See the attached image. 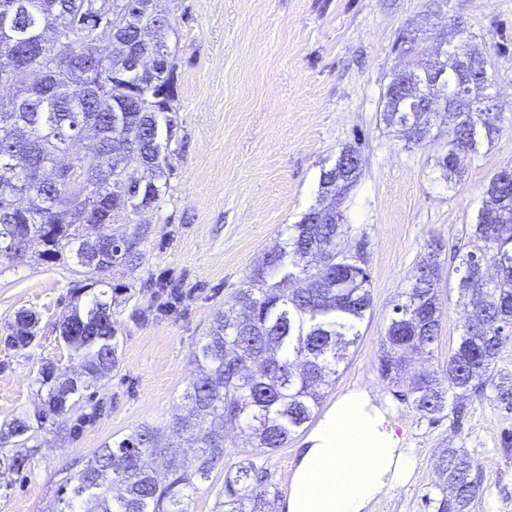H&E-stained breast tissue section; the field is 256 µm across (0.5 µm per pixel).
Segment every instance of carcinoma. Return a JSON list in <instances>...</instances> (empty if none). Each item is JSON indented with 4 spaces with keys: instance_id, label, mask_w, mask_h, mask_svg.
<instances>
[{
    "instance_id": "carcinoma-1",
    "label": "carcinoma",
    "mask_w": 512,
    "mask_h": 512,
    "mask_svg": "<svg viewBox=\"0 0 512 512\" xmlns=\"http://www.w3.org/2000/svg\"><path fill=\"white\" fill-rule=\"evenodd\" d=\"M17 2L0 0V86L13 89L9 100H0V262L22 261L25 245L36 243L41 262L72 259L94 272L98 261L87 254L88 227L104 239L101 254L115 263L131 261L147 234L148 214L168 187L178 121L176 111L152 107L153 92L163 86L172 87L176 98L175 67L133 72L129 56L136 50L172 55L170 20L160 0H153L151 12L145 0H99L120 27L118 44L102 58L91 50L92 32L81 24L84 0H31L25 10ZM452 53L469 59L462 72L448 66V83L476 85L474 98L440 113L448 129L436 167L455 185L462 174L460 158L478 153L504 122L512 123V105L487 93L485 58L468 54L463 41ZM405 109L402 99L387 100L385 125L402 133L403 116L427 124L428 113L411 115ZM85 138L95 142L94 162L74 196L71 183L52 171L65 167L72 144ZM360 173L357 150L340 152L321 172L320 201L346 196ZM114 224L134 229L116 234ZM350 233L334 206L313 207L288 225L287 239L265 252L231 310L217 312L193 352L198 374L183 394L193 413L173 417L162 429L143 425L104 444L59 488L60 512H188L190 492L224 459L227 425H237L256 447L272 451L310 422L320 404L319 389L330 383L343 351L358 337L336 315L360 322L372 305L367 270L336 257L345 252ZM467 235L482 260L496 264L494 284L477 276L475 251L458 255L456 288L474 309L442 374L409 377L405 360L408 354L431 353L440 339V240L427 243L419 263L427 275H411L382 338V376L433 421L461 416L465 402L488 397L489 387L496 401L512 405V381L496 382L493 375L500 352L512 343V177H492ZM98 286L106 290L83 307L72 306L56 324L60 339L80 359V380H62L52 362L42 365L35 379L45 393L36 422L50 421L68 436L76 431L68 424L70 411L85 401L96 413L92 388L119 364L118 329L104 300L112 284L91 279L76 284L73 295ZM36 323V315L21 313L5 344L16 350L31 346ZM33 433L29 420L17 417L0 427V449L25 445ZM185 433L192 444L178 454L170 451V437ZM27 464L26 455L0 452V468L21 473ZM438 468L441 496L427 498L426 505L433 512H471L480 491L476 465L464 451L447 448ZM262 484L250 459L228 471L224 512H271V492Z\"/></svg>"
}]
</instances>
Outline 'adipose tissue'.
<instances>
[{
	"instance_id": "obj_1",
	"label": "adipose tissue",
	"mask_w": 512,
	"mask_h": 512,
	"mask_svg": "<svg viewBox=\"0 0 512 512\" xmlns=\"http://www.w3.org/2000/svg\"><path fill=\"white\" fill-rule=\"evenodd\" d=\"M394 417L393 406L369 389L338 396L297 451L282 512H371L386 493L410 483L416 460Z\"/></svg>"
}]
</instances>
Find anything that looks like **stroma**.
<instances>
[{
  "mask_svg": "<svg viewBox=\"0 0 512 512\" xmlns=\"http://www.w3.org/2000/svg\"><path fill=\"white\" fill-rule=\"evenodd\" d=\"M174 27L180 127L169 187L150 217L135 262L103 272L117 293L112 320L119 365L97 388L102 414L65 437L52 424L37 430V448L20 473H0V512H59V483L77 474L104 443L145 425H167L183 413L194 376L192 353L215 313L231 307L263 253L318 201L322 168L348 146L359 150L362 175L339 209L351 226L349 246L371 276L372 307L359 338L336 367L323 406L364 387L394 406L397 431L417 459L409 485L381 497L372 512H427L438 496V458L466 449L480 469L474 512H512V405L470 400L460 418L430 421L396 397L380 375L382 336L407 278L441 240V272L468 251L489 180L512 161V130L464 163L460 183L437 178L438 146L409 144L381 118L394 71L416 68L401 53V37L433 48L467 38L488 62L490 94L512 102V0H162ZM87 277L69 260L48 265L26 257L0 266V423L34 416L42 402L35 382L45 361L59 372L79 362L53 325L68 311L72 288ZM178 284L166 305L156 280ZM441 337L430 358L410 372L443 368L463 331L457 289L440 281ZM38 318L29 348H8L4 336L19 312ZM304 433L261 452L236 428L209 479L192 493L189 512H224V475L252 459L264 484L286 493L288 473Z\"/></svg>",
  "mask_w": 512,
  "mask_h": 512,
  "instance_id": "stroma-1",
  "label": "stroma"
}]
</instances>
